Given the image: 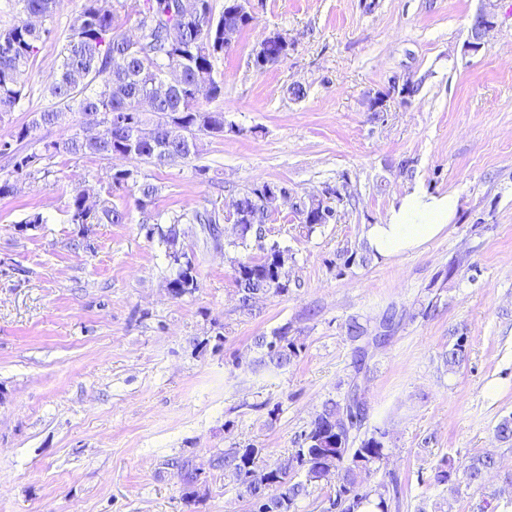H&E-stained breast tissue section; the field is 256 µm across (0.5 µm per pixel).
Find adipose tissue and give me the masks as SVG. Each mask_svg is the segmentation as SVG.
Returning <instances> with one entry per match:
<instances>
[{"label": "adipose tissue", "mask_w": 512, "mask_h": 512, "mask_svg": "<svg viewBox=\"0 0 512 512\" xmlns=\"http://www.w3.org/2000/svg\"><path fill=\"white\" fill-rule=\"evenodd\" d=\"M456 208L454 195L436 196L414 188L391 208L383 223L367 226V245L384 257L417 250L440 234Z\"/></svg>", "instance_id": "ef3b65f1"}]
</instances>
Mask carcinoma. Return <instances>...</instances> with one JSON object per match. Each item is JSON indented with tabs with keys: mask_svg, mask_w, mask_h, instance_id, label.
<instances>
[{
	"mask_svg": "<svg viewBox=\"0 0 512 512\" xmlns=\"http://www.w3.org/2000/svg\"><path fill=\"white\" fill-rule=\"evenodd\" d=\"M21 10L8 29L0 31V114L12 111L22 100L24 77L35 61L51 29L29 22L32 17L47 21L53 17L56 0H17ZM249 26L233 4L215 12L213 0H142L136 11L134 38L117 33L119 16L105 0H86L70 27L59 72L50 88L53 103L36 113L31 123L19 128L15 141L34 145L38 142L33 131L40 127L58 126L69 113L81 115L82 123L91 121L100 127L94 139L75 133L61 141L43 143L41 150L21 154L9 141L0 146V154L10 158L12 170L0 173V196L13 193L11 182L18 169H31L56 155L93 154L110 159L126 153L130 157L161 166L175 158L187 159L194 151L187 141L200 135L224 136V113L204 110L198 105V95L209 100L224 95V80L218 77L215 62L224 54V29L239 32ZM264 62L271 66L288 55L274 39L264 41ZM180 73L179 86L154 100L150 111L140 109V103L165 82L164 70ZM115 112H124L135 124L152 128L153 137L131 146V128L112 121ZM111 186L120 190L136 187L137 207L143 214L142 227L146 235L158 238L173 273L164 281L166 290L181 298L198 288L194 254L184 243V224H200L206 238L218 247L237 249L242 255L232 260L234 286L239 296V308L252 313L253 300L268 294H285L290 285L288 254L278 243L270 245L258 258L249 255L257 247L255 233L265 226L269 212L276 205L257 199L267 194L270 184L263 183L244 191L238 197L239 206L232 215L234 224L242 225V234L221 240L220 224L224 216L217 208L184 211L163 222L152 210L158 187L150 182H138L131 169H114L109 175ZM68 222L82 226L88 234L89 225L125 224L128 212L105 200L95 209L86 204L83 190H74L66 210ZM302 225L312 232L334 216L331 207L322 201H312L301 210ZM402 315L386 309L379 325L386 334L393 333ZM346 336L353 345L354 368H364L367 348L372 340L368 325L353 318L346 324ZM260 357L256 365L279 370L298 358L302 344L288 335V326L275 329L271 335L254 337ZM467 356L464 338H459L442 353L448 369L461 365ZM367 406L358 383H353L344 397L325 400L308 430L302 434V446L289 457L257 465L259 449L252 445L224 450L218 465L231 472L239 496L248 504V512H295L298 501L310 494V488L322 481L336 478L334 494L328 497L325 512H391L398 481L390 478L371 490H360L362 473L379 468L387 457V432L379 428L365 430ZM497 460L489 454L471 456L457 466L445 458L434 480L452 490L484 485L486 475L496 469ZM303 472L304 479L295 481L293 470ZM176 474L187 498L199 497V474L189 463L176 464Z\"/></svg>",
	"mask_w": 512,
	"mask_h": 512,
	"instance_id": "obj_1",
	"label": "carcinoma"
}]
</instances>
